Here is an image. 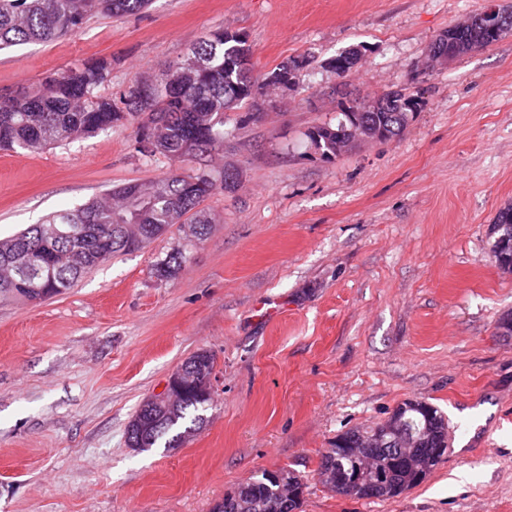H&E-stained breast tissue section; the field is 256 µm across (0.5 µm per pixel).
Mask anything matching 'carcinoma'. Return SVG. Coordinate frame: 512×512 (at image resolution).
Instances as JSON below:
<instances>
[{"mask_svg": "<svg viewBox=\"0 0 512 512\" xmlns=\"http://www.w3.org/2000/svg\"><path fill=\"white\" fill-rule=\"evenodd\" d=\"M148 0H0V49L45 42L68 36L96 15L140 14ZM456 33L461 43L458 55L489 46L501 39L482 21ZM250 54L247 43L231 32L217 30L198 42L190 53L173 63L166 80L157 83L144 97L132 101V92H105L112 84V64L102 59L51 72L32 87L20 90L0 103V150L38 152L64 142L88 138L97 132L124 124L127 117L145 115L138 127L140 152L162 155L183 162H196L224 146V113L278 88L282 63L268 72L262 82L239 72V59ZM419 102L402 91L382 96L374 112L359 111L353 100L341 104L336 124H317L309 129L319 136L316 148L322 159L338 157L336 140L348 141L347 130L359 122L370 126L384 140L399 136L407 126L405 116L418 111ZM195 153L180 154L186 144ZM209 172L198 168L190 174L172 173L138 183L140 204L130 198L127 186L114 187L109 199L93 200L74 209L49 215L39 224L0 238V298L42 301L60 295L88 271L108 258L144 248L175 224H197L196 240L209 235L212 218L200 204L217 188ZM496 238L492 255L498 268L512 273V205L503 208L493 225ZM185 262L182 249L173 250L156 271L173 277ZM149 396L135 411L127 431L143 418L156 416L144 448H178L206 422L212 399L197 393L179 397L169 405L153 406ZM404 421V435L415 447H399L400 438L387 436L375 448L366 449L371 468L361 475L344 477L323 485L331 491L356 499H389L419 486L424 478L410 471L407 456L430 457L448 448V421L435 406L424 401H407L384 423ZM368 431L352 429L336 436L322 455L317 475L336 474L347 468L351 449L364 444ZM265 499L272 512H298L302 499L287 498L266 473L252 476L224 495L222 512H247L248 502Z\"/></svg>", "mask_w": 512, "mask_h": 512, "instance_id": "cac0c4a2", "label": "carcinoma"}]
</instances>
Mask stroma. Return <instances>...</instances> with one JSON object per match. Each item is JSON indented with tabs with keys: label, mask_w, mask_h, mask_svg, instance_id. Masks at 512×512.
<instances>
[{
	"label": "stroma",
	"mask_w": 512,
	"mask_h": 512,
	"mask_svg": "<svg viewBox=\"0 0 512 512\" xmlns=\"http://www.w3.org/2000/svg\"><path fill=\"white\" fill-rule=\"evenodd\" d=\"M487 2L152 0L0 51V95L99 58L113 90L158 82L220 29L247 33L254 79L311 61L291 94L225 113L210 169L239 180L203 201L205 241L174 227L62 295L0 301V512H211L263 470L303 476L301 512H512V336L495 329L512 273L491 232L512 204V33L426 64ZM357 45L348 77L326 69ZM400 89L421 103L400 136L332 161L310 147L340 102ZM139 123L0 159V237L176 168L140 152ZM178 247L186 262L159 278ZM200 349L216 379L203 428L178 448H130L139 405ZM412 399L448 419L450 448L423 483L381 500L319 482L338 434Z\"/></svg>",
	"instance_id": "stroma-1"
}]
</instances>
